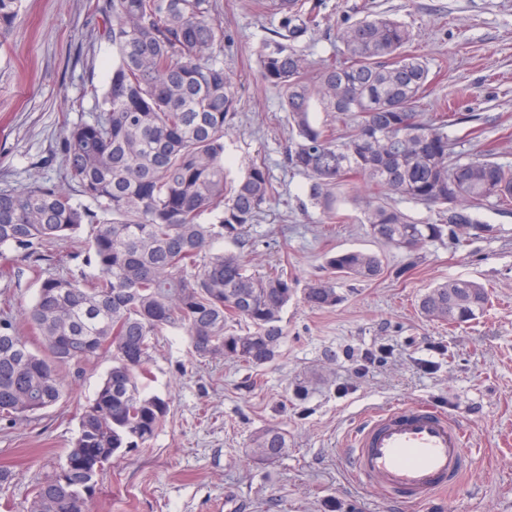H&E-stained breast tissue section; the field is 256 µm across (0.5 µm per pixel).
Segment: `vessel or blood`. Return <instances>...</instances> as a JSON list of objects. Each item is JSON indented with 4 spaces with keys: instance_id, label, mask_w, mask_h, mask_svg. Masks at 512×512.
<instances>
[{
    "instance_id": "vessel-or-blood-1",
    "label": "vessel or blood",
    "mask_w": 512,
    "mask_h": 512,
    "mask_svg": "<svg viewBox=\"0 0 512 512\" xmlns=\"http://www.w3.org/2000/svg\"><path fill=\"white\" fill-rule=\"evenodd\" d=\"M467 458L464 422L417 402L364 416L345 461L358 481L386 492L407 512L454 486Z\"/></svg>"
}]
</instances>
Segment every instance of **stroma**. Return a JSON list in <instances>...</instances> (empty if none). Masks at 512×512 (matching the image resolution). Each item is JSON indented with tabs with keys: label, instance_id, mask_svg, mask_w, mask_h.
<instances>
[{
	"label": "stroma",
	"instance_id": "1",
	"mask_svg": "<svg viewBox=\"0 0 512 512\" xmlns=\"http://www.w3.org/2000/svg\"><path fill=\"white\" fill-rule=\"evenodd\" d=\"M320 29L298 44L309 60L334 52L333 36L370 13L412 31L431 92L423 112L454 107L478 119L450 127L461 150L492 148L512 165V0H317ZM224 26V68L237 83L240 109L226 138L229 180L264 159L277 194L262 205L242 250L249 270L285 267L298 282L324 275L326 252L377 254L373 280L340 278L331 309L292 300L282 313L284 344L253 369L194 355L184 332L167 330L154 353L153 392L170 412L147 446L100 478L86 512H400L384 493L354 480L345 465L352 427L396 404L431 402L469 429L472 456L459 485L417 512H512V209L480 210L490 232L463 245L446 238L412 257L369 236L360 206L340 190L335 221L307 196L308 180L285 164L288 114L279 89L259 76L254 53L274 21L252 0H216ZM107 11L87 0H23L0 40V189L60 183L63 122L97 110L90 86L112 68ZM66 265L30 268L0 248V308L32 304L39 281L84 270L85 238L57 244ZM463 278L484 284L491 303L463 325L431 322L418 311L428 287ZM111 365L101 356L72 366L62 401L34 419L0 420V465L50 468L75 437L81 409ZM276 425L288 447L272 461L250 456L251 440Z\"/></svg>",
	"mask_w": 512,
	"mask_h": 512
}]
</instances>
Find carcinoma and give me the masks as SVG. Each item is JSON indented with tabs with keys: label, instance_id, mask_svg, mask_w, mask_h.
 Wrapping results in <instances>:
<instances>
[{
	"label": "carcinoma",
	"instance_id": "obj_1",
	"mask_svg": "<svg viewBox=\"0 0 512 512\" xmlns=\"http://www.w3.org/2000/svg\"><path fill=\"white\" fill-rule=\"evenodd\" d=\"M22 0H0V32L14 27ZM278 20L256 53L263 82L283 91L291 136L288 166L309 180L308 197L336 217V189L361 180L377 190L362 201L373 238L418 253L454 226L482 233L486 205H512V167L490 151L466 153L448 134L456 119L419 111L428 69L406 52L410 29L385 15L340 27L337 53L318 73L296 43L321 26L306 0H258ZM112 70L97 112L63 121L64 180L0 189V247L14 246L36 264L53 243L87 233L91 271L41 281L26 316L38 336L20 335L0 309V419L29 420L66 394L64 369L108 354L112 365L84 407L76 438L49 471H36L33 497L42 512H86L91 474L149 442L169 401L148 391L156 338L185 331L193 353L259 368L279 356L282 312L296 296L309 307L341 301L336 275L374 279L378 255H328L327 277L302 292L288 272L248 271L241 255L214 251L247 245L250 226L274 193L265 161L251 163L225 187L224 138L234 128L239 95L218 49L224 28L214 0H108ZM344 118L338 135L319 126L312 102ZM81 193L90 205L73 201ZM399 200L439 209L416 222ZM213 215L209 224L203 214ZM486 288L467 279L430 287L419 299L432 321L462 325L484 312ZM287 433L268 427L251 440L260 461L281 456Z\"/></svg>",
	"mask_w": 512,
	"mask_h": 512
}]
</instances>
